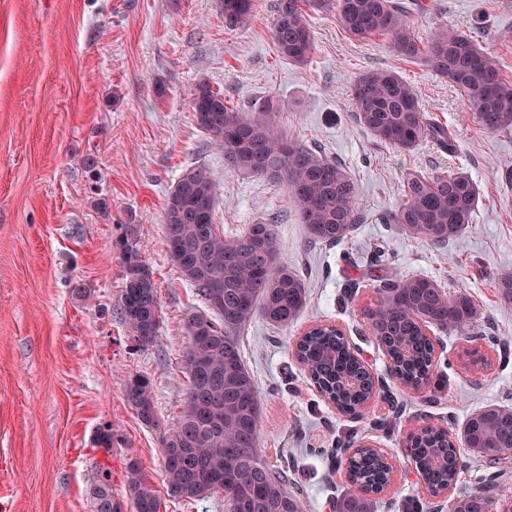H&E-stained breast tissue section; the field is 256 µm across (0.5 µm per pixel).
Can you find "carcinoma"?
I'll return each instance as SVG.
<instances>
[{"instance_id": "obj_1", "label": "carcinoma", "mask_w": 512, "mask_h": 512, "mask_svg": "<svg viewBox=\"0 0 512 512\" xmlns=\"http://www.w3.org/2000/svg\"><path fill=\"white\" fill-rule=\"evenodd\" d=\"M228 27H243L252 16V0H219ZM322 0H279L273 40L277 52L300 64L313 42L306 9ZM336 17L353 37L384 36L407 61L420 60L465 95L466 106L484 129L512 131V80L473 37L448 28L423 43L408 23V6L398 0H336ZM355 119L380 144L411 151L424 141L450 146L454 131L431 121L413 87L388 69L367 71L352 84ZM191 107L207 144L224 153V166L283 184L294 198L301 222L313 243L337 244L359 221L358 190L343 166L321 151L279 130V109L264 98L249 110H236L204 78L195 86ZM478 188L465 174L406 175L399 206L386 222L434 245L454 242L472 219ZM216 180L208 166L186 167L168 191L163 207L164 239L169 257L197 291L208 312L184 317L188 345L183 353L187 381L177 421L161 435V458L167 496L196 501L224 495L230 512H301L300 500L288 490V475L268 463L259 449L260 393L245 367L240 336L256 314L286 327L307 302L304 281L277 264L274 225L250 224L226 237L215 223ZM123 259L121 316L141 347L158 336L160 303L152 274L142 258L138 231L120 226L115 240ZM374 333L387 340L390 364L402 378L416 383L433 369V347L422 325L463 330L476 316L472 302L452 295L438 281L411 277L379 289L371 311ZM296 355L322 389L351 406L366 401L372 383L345 337L328 326L303 337ZM125 397L139 420L156 430L150 381L131 374ZM467 447L488 463L512 460V409L489 407L467 422ZM115 434L108 424L96 431L93 445L109 449ZM427 489L448 485L453 468L435 465L452 457L442 437L424 430L412 448ZM131 512H160L161 498L147 482L139 461L127 459ZM358 478L387 476L385 462L366 449L359 455ZM88 495L93 512H123L112 492V472L101 465ZM488 491L463 495L450 512H490ZM369 498L347 491L338 512H371Z\"/></svg>"}]
</instances>
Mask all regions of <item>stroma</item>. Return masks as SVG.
I'll use <instances>...</instances> for the list:
<instances>
[{
  "label": "stroma",
  "instance_id": "1",
  "mask_svg": "<svg viewBox=\"0 0 512 512\" xmlns=\"http://www.w3.org/2000/svg\"><path fill=\"white\" fill-rule=\"evenodd\" d=\"M275 5L253 0L251 22L230 29L217 0H0V512H92L88 489L100 463L125 500L130 457L163 489L160 433L127 405L124 383L147 377L158 417L175 422L186 385L184 316L205 306L169 258L162 212L195 162L215 175L225 235L273 224L280 262L307 286L293 325L257 316L241 335L262 402L259 448L287 463L303 512H332L347 490L336 448L363 442L396 466L372 512H448V499L412 474L407 435L427 423L458 429L489 405L512 408V303L497 290L512 273V133L484 130L456 87L402 60L385 37L353 38L332 11L307 13L314 49L305 64L282 58ZM408 20L424 42L441 27L475 36L512 78V0H419ZM377 67L412 83L427 115L454 130L451 147L426 141L405 152L376 143L354 120L350 87ZM201 78L238 109L273 98L286 138L352 175L363 219L348 239L311 243L283 185L227 169L207 148L189 105ZM411 170L476 183L473 219L457 242L438 246L384 222ZM100 197L108 212L95 208ZM123 224L137 225L158 286L160 329L144 349L120 314ZM414 276L478 310L469 333L436 330L437 365L418 391L390 374L369 319L385 282ZM78 285L91 301L75 299ZM319 322L340 324L382 383L362 417L328 407L294 356L303 330ZM475 336L479 364L466 354ZM105 424L118 438L109 453L92 445Z\"/></svg>",
  "mask_w": 512,
  "mask_h": 512
}]
</instances>
